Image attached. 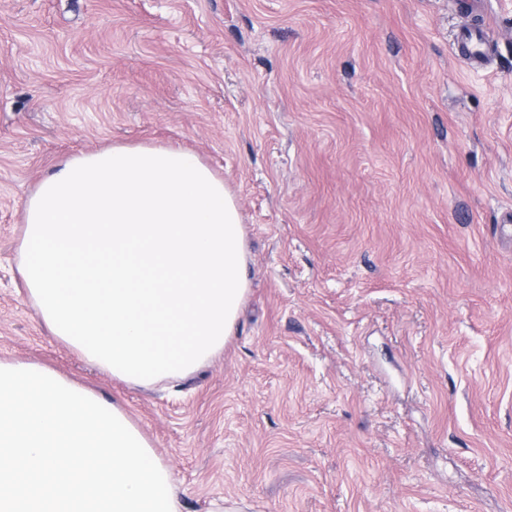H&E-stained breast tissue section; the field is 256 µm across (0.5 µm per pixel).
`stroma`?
<instances>
[{
  "mask_svg": "<svg viewBox=\"0 0 512 512\" xmlns=\"http://www.w3.org/2000/svg\"><path fill=\"white\" fill-rule=\"evenodd\" d=\"M469 67L455 0H0V361L119 404L182 512H512V0ZM189 149L243 217L221 355L131 388L17 271L63 160Z\"/></svg>",
  "mask_w": 512,
  "mask_h": 512,
  "instance_id": "35a3bbf8",
  "label": "stroma"
}]
</instances>
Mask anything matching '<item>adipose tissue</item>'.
Here are the masks:
<instances>
[{
	"instance_id": "adipose-tissue-1",
	"label": "adipose tissue",
	"mask_w": 512,
	"mask_h": 512,
	"mask_svg": "<svg viewBox=\"0 0 512 512\" xmlns=\"http://www.w3.org/2000/svg\"><path fill=\"white\" fill-rule=\"evenodd\" d=\"M18 253L51 333L133 387L220 355L249 290L234 194L197 154L162 145L67 158L28 197Z\"/></svg>"
}]
</instances>
